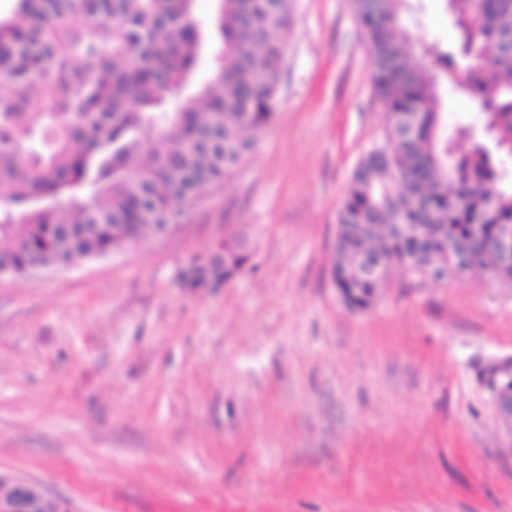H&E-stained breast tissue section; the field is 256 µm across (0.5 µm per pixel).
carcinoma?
Segmentation results:
<instances>
[{"mask_svg": "<svg viewBox=\"0 0 512 512\" xmlns=\"http://www.w3.org/2000/svg\"><path fill=\"white\" fill-rule=\"evenodd\" d=\"M0 19V269L24 275L102 258L185 224L254 149L279 108L292 0H219L221 48L195 85L205 32L193 0H16ZM374 59L386 142L359 162L338 212L330 279L365 308L396 264L435 283L494 262L512 229V0H449L458 40L434 68L409 62V0H354ZM462 74L481 110L448 133L437 82ZM192 91L176 111L169 100ZM251 258L224 239V261L195 281L226 283Z\"/></svg>", "mask_w": 512, "mask_h": 512, "instance_id": "cac0c4a2", "label": "carcinoma"}]
</instances>
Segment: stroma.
I'll list each match as a JSON object with an SVG mask.
<instances>
[{
  "label": "stroma",
  "instance_id": "35a3bbf8",
  "mask_svg": "<svg viewBox=\"0 0 512 512\" xmlns=\"http://www.w3.org/2000/svg\"><path fill=\"white\" fill-rule=\"evenodd\" d=\"M275 123L190 221L109 256L0 276V468L73 512H512V282L392 268L372 304L330 280L355 168L385 139L353 0H293ZM422 43L457 38L416 0ZM443 122L480 125L439 82ZM247 235L233 281L183 282ZM493 403L500 415L512 418V363L496 367L488 379Z\"/></svg>",
  "mask_w": 512,
  "mask_h": 512
}]
</instances>
